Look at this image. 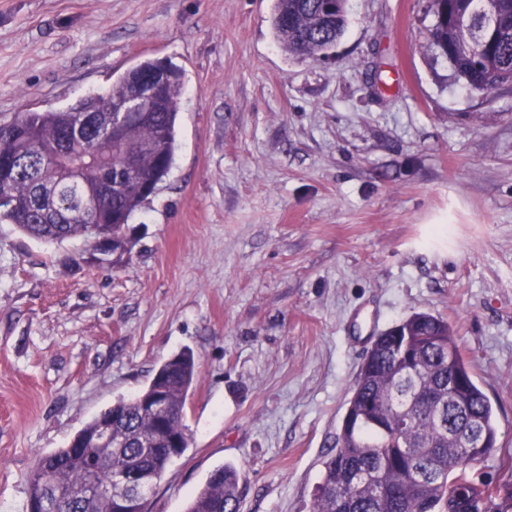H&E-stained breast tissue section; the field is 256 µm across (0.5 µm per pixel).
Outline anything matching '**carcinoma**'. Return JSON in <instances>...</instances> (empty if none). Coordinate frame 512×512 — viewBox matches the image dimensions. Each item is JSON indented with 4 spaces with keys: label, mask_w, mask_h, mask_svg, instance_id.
<instances>
[{
    "label": "carcinoma",
    "mask_w": 512,
    "mask_h": 512,
    "mask_svg": "<svg viewBox=\"0 0 512 512\" xmlns=\"http://www.w3.org/2000/svg\"><path fill=\"white\" fill-rule=\"evenodd\" d=\"M434 23L428 43L450 65L455 79L471 92L512 87V0H430ZM496 19L486 32L483 22ZM345 3L332 12L323 0H276L273 30L280 46L296 57L318 58L346 29ZM159 66L144 60L112 82L58 110L23 112L0 121V153L38 156L31 173L0 184V224H12L30 237L62 242L81 237L96 244L104 236L125 247L123 224L141 209L169 173L174 159L176 121L182 93L181 72L172 79L164 103L148 122L129 121L123 143L107 136L112 103L127 98L140 79ZM87 116L98 145L87 154L72 144L73 166L62 168L42 155ZM145 145L134 176L124 163V147ZM111 184L98 195L87 220L78 215L80 197ZM164 364V400L169 429L185 423L187 396L197 376L192 352ZM462 381L448 397V382ZM121 448L75 450L74 443L39 455L27 477L24 512L60 491L70 496L71 512H109L105 490L112 475L132 465L163 475L172 459L157 417L143 410L141 395L118 403ZM335 452L323 462L311 512H512V470L497 480L476 479L474 471L497 444L492 406L473 379L457 337L441 316L414 313L383 333L363 361L350 390ZM481 448H466L471 424ZM240 475L226 465L212 472L187 512H240Z\"/></svg>",
    "instance_id": "cac0c4a2"
}]
</instances>
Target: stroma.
<instances>
[{"label": "stroma", "instance_id": "stroma-1", "mask_svg": "<svg viewBox=\"0 0 512 512\" xmlns=\"http://www.w3.org/2000/svg\"><path fill=\"white\" fill-rule=\"evenodd\" d=\"M273 0H0V119L105 91L145 59L183 74L174 163L132 248L0 224V512L38 454L192 350L189 446L147 512L217 467L242 512H310L376 336L447 319L512 463V89L481 96L426 47L428 0H348L328 57L274 38ZM449 218L448 238L430 239Z\"/></svg>", "mask_w": 512, "mask_h": 512}]
</instances>
